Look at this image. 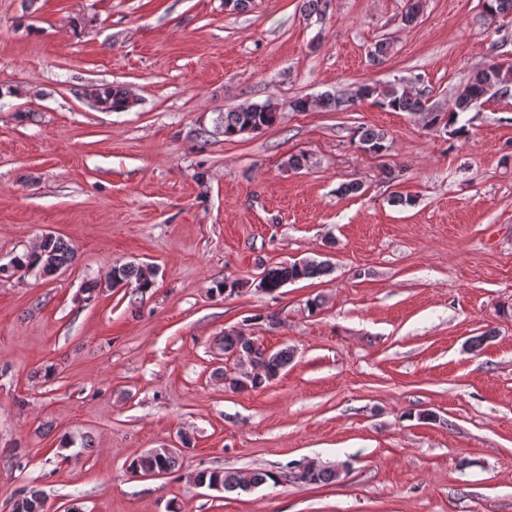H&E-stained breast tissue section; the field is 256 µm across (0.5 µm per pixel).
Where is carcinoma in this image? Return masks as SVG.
Segmentation results:
<instances>
[{
  "instance_id": "obj_1",
  "label": "carcinoma",
  "mask_w": 512,
  "mask_h": 512,
  "mask_svg": "<svg viewBox=\"0 0 512 512\" xmlns=\"http://www.w3.org/2000/svg\"><path fill=\"white\" fill-rule=\"evenodd\" d=\"M486 18L494 23L498 19L512 14V0H485ZM512 90V67H504L498 63H490L471 75L464 93L460 94L454 104V110L443 112L429 104L422 94H411L405 88L388 85L381 92L369 84H361L346 98L325 94L315 100L306 97L296 98L291 108L296 112H306L312 106L318 105L325 110H340L357 100H364L379 94L377 104L383 109L418 114L427 119L428 124L444 125L453 128V134L465 136V126H457L460 114L476 107V104L487 95L506 94ZM86 95L99 106L113 112L124 111L131 106L128 93L119 85L96 87L86 92ZM278 120V110L269 103H253L239 106L224 112L217 118V127L221 129L224 138L232 139L242 131L251 132L269 128ZM358 148L372 155L381 157L391 148L388 135L381 130L370 127H359L355 132ZM75 259L73 249L61 238L48 234L38 245V248L22 255H17L9 262V273L36 272L42 276H51L60 269L70 265ZM329 263L322 260L306 259L287 264H279L267 269L260 279L268 293H275L284 285L304 279H313L326 274ZM112 276L120 282H136L137 289L145 293L154 284V270L149 266L123 264L112 267ZM224 352L229 353L237 348L262 347L256 346L253 337L244 332L227 331L222 337ZM292 353L288 349L266 354L264 371L259 375H240L229 378L236 390L258 389L265 383L278 376L280 371L288 366ZM175 455H152L145 453L134 459L129 465V471L134 475H142L148 471L168 474L175 469ZM339 478L336 469L320 466L315 471L303 474L302 481L307 484L334 482ZM199 484L210 485L214 482L221 485L227 492L242 489V478L233 469H201L196 472ZM45 500L41 492L35 488L22 490L13 500L12 512H44Z\"/></svg>"
}]
</instances>
